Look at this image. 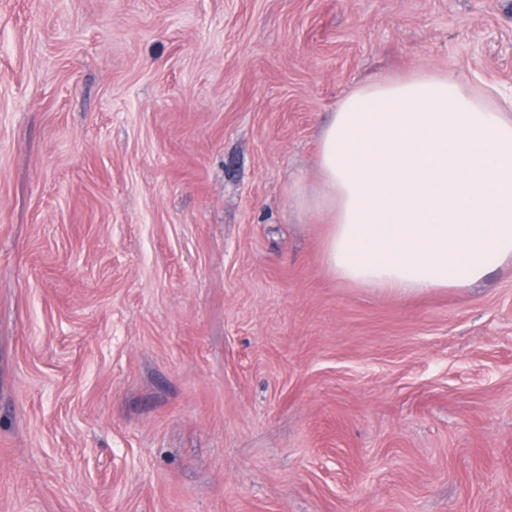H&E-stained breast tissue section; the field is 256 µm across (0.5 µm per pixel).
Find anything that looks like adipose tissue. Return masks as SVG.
<instances>
[{"label":"adipose tissue","instance_id":"adipose-tissue-1","mask_svg":"<svg viewBox=\"0 0 512 512\" xmlns=\"http://www.w3.org/2000/svg\"><path fill=\"white\" fill-rule=\"evenodd\" d=\"M421 71L337 106L304 208L329 217L341 281L410 297L469 288L512 261V87Z\"/></svg>","mask_w":512,"mask_h":512}]
</instances>
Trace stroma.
Here are the masks:
<instances>
[{
    "label": "stroma",
    "mask_w": 512,
    "mask_h": 512,
    "mask_svg": "<svg viewBox=\"0 0 512 512\" xmlns=\"http://www.w3.org/2000/svg\"><path fill=\"white\" fill-rule=\"evenodd\" d=\"M512 85V0H0V512H512V266L323 264L355 87Z\"/></svg>",
    "instance_id": "obj_1"
}]
</instances>
